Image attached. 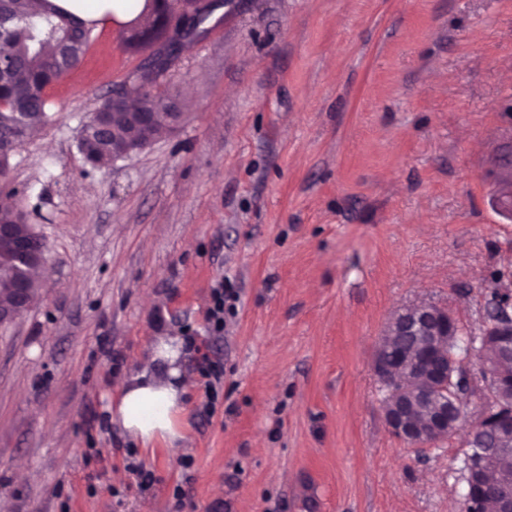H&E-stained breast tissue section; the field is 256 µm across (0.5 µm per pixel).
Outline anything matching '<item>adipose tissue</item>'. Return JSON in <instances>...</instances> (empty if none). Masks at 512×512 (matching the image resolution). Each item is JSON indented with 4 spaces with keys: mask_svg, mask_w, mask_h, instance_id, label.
I'll use <instances>...</instances> for the list:
<instances>
[{
    "mask_svg": "<svg viewBox=\"0 0 512 512\" xmlns=\"http://www.w3.org/2000/svg\"><path fill=\"white\" fill-rule=\"evenodd\" d=\"M177 352L159 340L143 369L119 387L112 420L141 448L151 450L183 438L186 384L175 367Z\"/></svg>",
    "mask_w": 512,
    "mask_h": 512,
    "instance_id": "adipose-tissue-1",
    "label": "adipose tissue"
}]
</instances>
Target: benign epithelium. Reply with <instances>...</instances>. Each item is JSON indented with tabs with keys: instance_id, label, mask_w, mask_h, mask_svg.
<instances>
[{
	"instance_id": "7a95c632",
	"label": "benign epithelium",
	"mask_w": 512,
	"mask_h": 512,
	"mask_svg": "<svg viewBox=\"0 0 512 512\" xmlns=\"http://www.w3.org/2000/svg\"><path fill=\"white\" fill-rule=\"evenodd\" d=\"M215 0H182L164 25V37L153 45L157 63L173 65L185 43L204 35L199 24L202 13L214 9ZM138 90L158 95L157 69L139 68ZM137 140L116 141L112 160L127 159L137 154ZM497 202L512 218V148L498 166ZM16 255L44 264L46 255H37L32 241L16 238ZM33 295L22 281L12 289L11 297L0 300V324L11 322L25 312ZM459 332V322L448 310L426 301L407 304L390 317L372 362V371L387 391L384 416L391 433L415 445L438 443L461 429L462 417L448 414V403L438 392L448 383V337ZM474 351L480 355L485 384L481 399L472 403L469 417L476 426L465 434V445L471 449L466 457V479L469 488L464 497V510L471 499L496 503L497 512H512V473L504 472L494 480L486 476L488 462L512 453V330L506 331L494 321H486L481 334L474 337Z\"/></svg>"
}]
</instances>
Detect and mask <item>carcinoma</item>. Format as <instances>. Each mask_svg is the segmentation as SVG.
Here are the masks:
<instances>
[{
	"mask_svg": "<svg viewBox=\"0 0 512 512\" xmlns=\"http://www.w3.org/2000/svg\"><path fill=\"white\" fill-rule=\"evenodd\" d=\"M179 0H136L132 5L116 4L100 19L87 20L80 12H92L102 3H82L63 7L55 0H0V52L12 58L11 67L0 71V173L7 172L15 145L34 134L49 119L51 103L47 89L77 67L86 55L98 25L115 21L116 13L125 19L118 22L120 43L124 48L143 52L148 40L158 39L166 15ZM154 99L130 90L125 99L112 103L107 97L97 114L85 122L78 135L77 149L85 164L96 168L112 160V140L134 132L137 113L157 112ZM11 224L18 233L35 235L20 210H0V225ZM17 275L7 245L0 246V292L6 293ZM512 313V294L494 288L487 301L488 314ZM472 336L462 331L448 347V353L463 362L467 343Z\"/></svg>",
	"mask_w": 512,
	"mask_h": 512,
	"instance_id": "obj_1",
	"label": "carcinoma"
}]
</instances>
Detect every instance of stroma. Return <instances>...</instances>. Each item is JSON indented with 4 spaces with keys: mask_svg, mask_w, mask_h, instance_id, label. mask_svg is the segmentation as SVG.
<instances>
[{
    "mask_svg": "<svg viewBox=\"0 0 512 512\" xmlns=\"http://www.w3.org/2000/svg\"><path fill=\"white\" fill-rule=\"evenodd\" d=\"M208 25L158 80L175 132L85 165L81 121L143 59L109 24L10 157L0 196L47 264L0 326V503L179 512V487L180 512H462V435L397 439L371 363L399 307L476 334L512 287L490 174L512 145V0H224ZM224 276L240 300L215 336ZM162 337L182 343L186 436L148 452L112 399ZM204 353L224 365L212 416ZM239 292L228 277L218 279L210 288L209 304L205 311L207 329L218 336L223 335L226 327V314H234Z\"/></svg>",
    "mask_w": 512,
    "mask_h": 512,
    "instance_id": "35a3bbf8",
    "label": "stroma"
}]
</instances>
